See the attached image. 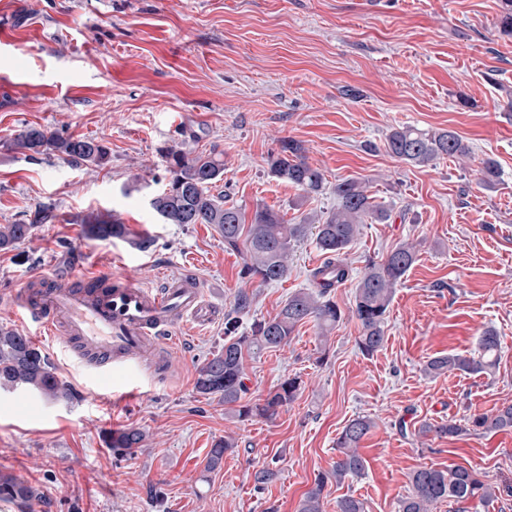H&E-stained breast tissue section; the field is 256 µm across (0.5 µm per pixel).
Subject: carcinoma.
Listing matches in <instances>:
<instances>
[{
    "mask_svg": "<svg viewBox=\"0 0 512 512\" xmlns=\"http://www.w3.org/2000/svg\"><path fill=\"white\" fill-rule=\"evenodd\" d=\"M500 32L512 36V0H501ZM9 145L33 158L37 155H56L65 160L107 166L110 148L101 140L64 136L46 128L29 126L15 135ZM386 151L419 167L435 164L445 158L463 161L470 157L469 144L456 132L401 126L386 137ZM168 182L150 200V206L165 224H212L224 238V248L242 255V277L261 284L280 282L288 277V258L295 243L314 236L324 261L312 271L316 290L298 291L283 303L276 314L252 324L250 333L234 335L236 320L228 318V336L224 347L198 369L196 390L202 395L217 396L235 417L271 419L278 410L293 402L300 390V380H284L276 389L257 403H242L247 391L245 379L246 356L263 350L280 348L290 341L296 327L311 319L316 322L322 338L336 327L342 311L331 297L332 289L346 283L350 268L345 250L357 239L367 221L389 219L385 207L376 202L367 185L355 178L336 183V208L326 215L311 214L297 224H288L277 212L258 207L251 219L235 205L224 203V195L212 193V188L224 180V160L220 155L193 153L171 147L166 153ZM270 170L278 179L287 182L304 195L318 194L325 185L324 172L311 165L304 156L302 145L292 139L282 143L280 152L271 158ZM501 169L496 160L482 161L480 182L488 189L501 181ZM58 218L54 204H42L35 209L27 224H1L0 250H11L23 242L37 224H52ZM85 233L95 239H120L127 228L115 219H97L86 224ZM417 260L416 249L401 244L385 258L371 262L358 281L352 315L359 321L358 347L366 355L377 352L385 341L386 313L396 288L402 284L409 269ZM501 348L500 336L493 328L486 329L480 338L476 356L448 354L428 361L426 371L440 375L459 371L467 374H491L496 370ZM0 387L25 390L59 403L74 399L70 387L56 374L47 355L28 337L16 330L0 327ZM375 427L369 416H359L348 422L336 440L339 455L331 469L319 474L304 494L299 512H323V490L328 480L342 483L349 476L360 475L366 460L359 453L360 443ZM512 429V404L502 405L490 413L470 416L462 426L452 420L437 426L423 425L418 435L433 432L443 437L461 434H484ZM144 439L141 430L127 428L111 432L107 445L112 453L122 456L139 447ZM236 448L235 440L226 438L215 444L208 453L206 467L215 469L224 454ZM276 467L264 465L254 472L255 489L262 490L277 479ZM409 494L400 501L399 512H433L440 502L463 504L478 500L487 503L497 497L499 487L487 482L472 468L450 465L445 468L421 467L409 474ZM38 496L28 482L13 475L0 474V499L11 501L25 509ZM336 512H365L364 502L352 495L336 501Z\"/></svg>",
    "mask_w": 512,
    "mask_h": 512,
    "instance_id": "carcinoma-1",
    "label": "carcinoma"
}]
</instances>
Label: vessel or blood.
Here are the masks:
<instances>
[{
  "label": "vessel or blood",
  "instance_id": "obj_1",
  "mask_svg": "<svg viewBox=\"0 0 512 512\" xmlns=\"http://www.w3.org/2000/svg\"><path fill=\"white\" fill-rule=\"evenodd\" d=\"M202 298L201 284L190 274L158 290L107 275L92 292L34 275L21 289L18 305L27 320L83 346L108 375L143 345L168 348L176 319L199 318Z\"/></svg>",
  "mask_w": 512,
  "mask_h": 512
}]
</instances>
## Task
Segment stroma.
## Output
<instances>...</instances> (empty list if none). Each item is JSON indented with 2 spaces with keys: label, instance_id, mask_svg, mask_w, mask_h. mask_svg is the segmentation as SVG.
Wrapping results in <instances>:
<instances>
[{
  "label": "stroma",
  "instance_id": "obj_1",
  "mask_svg": "<svg viewBox=\"0 0 512 512\" xmlns=\"http://www.w3.org/2000/svg\"><path fill=\"white\" fill-rule=\"evenodd\" d=\"M500 12V0H0V224L29 222L42 203L58 214L0 251V324L33 338L77 394L70 404L0 394V472L45 496L29 512H298L359 415L377 423L360 447L367 468L328 482L324 512L345 495L366 512H399L422 466L458 464L512 483V431L415 434L512 403V36L499 32ZM405 124L456 131L471 162L393 157L385 138ZM27 126L103 140L112 160L96 168L9 149ZM288 139L325 173L320 195L303 197L271 173L268 159ZM173 146L219 153L218 188L248 213L265 206L298 223L335 207L345 178L366 182L391 211L364 224L347 252L351 279L332 291L344 317L329 336L308 321L287 346L248 359L247 401L286 378L303 381L276 418H230L218 397L197 392V371L223 346L240 288L252 296L244 333L312 289L323 256L305 240L285 280L249 283L214 226L163 223L149 200L167 182ZM487 157L502 170L493 189L479 183ZM96 216L153 246L86 238L83 224ZM405 242L417 261L389 306L383 347L363 355L350 314L356 282ZM188 272L215 318L180 325L163 361L95 386L85 382L92 366L61 356L63 340L38 335L12 299L35 273L109 274L155 289ZM488 327L501 338L494 374L426 373L431 358L477 353ZM131 427L144 431L142 446L115 456L108 432ZM227 436L235 451L207 469ZM271 462L278 478L256 490L254 471Z\"/></svg>",
  "mask_w": 512,
  "mask_h": 512
}]
</instances>
